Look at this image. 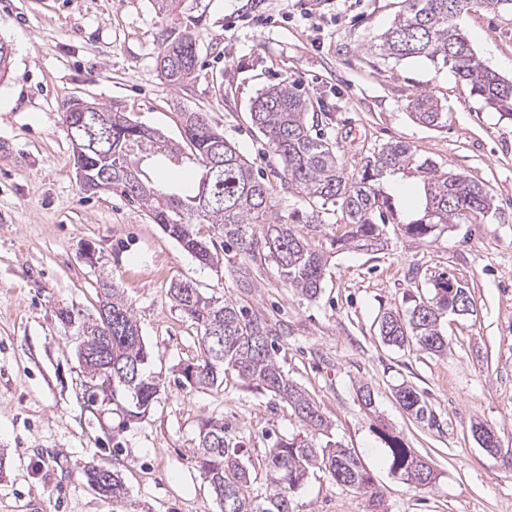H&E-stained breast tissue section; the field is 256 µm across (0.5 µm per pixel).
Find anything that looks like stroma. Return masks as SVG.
<instances>
[{
    "mask_svg": "<svg viewBox=\"0 0 512 512\" xmlns=\"http://www.w3.org/2000/svg\"><path fill=\"white\" fill-rule=\"evenodd\" d=\"M401 0H180L172 14L153 0H0V38L13 56L0 77V512H219L193 450L201 423L224 420L246 458L259 462L275 437L301 427L287 403L229 371L200 392L181 388L199 352L197 330L170 300L172 282L228 299L283 329L280 366L320 406L331 426L319 442L356 453L382 492L369 498L314 471L294 495L296 512H512V116L485 105L449 68L375 52ZM480 59L512 79V10L463 14ZM193 33L194 76L168 86L158 66L166 42ZM299 80L323 133L347 172L369 149L404 141L419 154L483 185L491 213L464 219L418 242L386 229L379 252L343 250L308 299L274 264L254 269L249 287L227 252L221 267L200 264L120 192L84 191L63 121L80 98L116 107L181 141L176 118L205 113L264 175L280 163L252 125L251 106L269 85ZM438 100L439 126L414 121L409 102ZM137 166L169 177L167 194H190L199 164L146 151ZM93 258H85L86 250ZM448 274L471 292L475 311L449 316L448 350L433 355L383 342L382 313L407 314ZM114 279L132 305L162 383L157 402L129 417L132 398L88 401L70 312L97 315L102 280ZM417 389L435 423L410 416L400 385ZM369 386L366 409L359 386ZM497 434L500 453L472 427ZM400 437L431 466L416 488L390 470L384 434ZM95 463L117 470L126 488L114 501L84 475Z\"/></svg>",
    "mask_w": 512,
    "mask_h": 512,
    "instance_id": "obj_1",
    "label": "stroma"
}]
</instances>
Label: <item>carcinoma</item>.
Here are the masks:
<instances>
[{
    "instance_id": "cac0c4a2",
    "label": "carcinoma",
    "mask_w": 512,
    "mask_h": 512,
    "mask_svg": "<svg viewBox=\"0 0 512 512\" xmlns=\"http://www.w3.org/2000/svg\"><path fill=\"white\" fill-rule=\"evenodd\" d=\"M404 8L374 45L380 55L401 61L424 58L447 67L454 76L471 85L490 107L512 115V82L486 66L462 31L459 18L474 6L496 12L512 6V0H403ZM164 80L177 87L195 72L196 39L186 34L166 45L159 55ZM312 100L301 84L284 81L262 90L251 107L252 124L267 139L282 165V188L305 194L311 209L283 217L272 190L254 174L252 165L222 134L213 129L202 112H180L185 145H172L159 132L132 123L114 108L99 106L112 114V162L107 155L90 152L93 174L112 165L107 188L118 190L136 202L184 250L199 262L217 266L220 251L199 239L195 222L212 225L224 239V250L234 247L251 261L275 264L282 280L307 298L319 294L328 253L356 249L378 252L384 248L385 226L396 225L405 235L421 241L439 226L456 224L467 217L484 216L492 198L468 176L444 170L437 162L419 155L404 142L375 148L361 159L360 168L348 174L339 163L333 144L312 132ZM412 117L437 126L444 113L438 101L418 95L410 101ZM163 150L174 157L188 154L203 166L193 193L164 195L153 187L131 161L143 150ZM224 167V185H206L210 166ZM401 176L418 186L419 200L405 209L387 190L389 178ZM224 194V204L206 206L203 194ZM339 215L345 226L341 236L328 237L326 215ZM329 246H323L322 239ZM104 302L112 310V326L81 321L78 331L91 345L105 353L84 367L88 380L128 388L138 413L157 400L160 384L146 372L149 351L131 303L112 280L100 284ZM468 289L441 274L433 296L419 301L408 316L384 313L378 329L382 340L398 348L417 345L430 353L447 347L442 319L453 313L455 294ZM169 294L183 317L196 326L200 355L184 370L182 386L195 391L218 385L231 369L288 403L300 424L309 432L327 431L328 421L317 404L295 384L273 357L280 330L261 315H248L231 301L203 294L194 285L173 283ZM397 397L415 419L429 424L435 417L427 401L411 386H402ZM390 469L415 486H427L433 471L396 436L385 435ZM195 463L205 476L220 512H294L293 494L311 471H326L336 483L369 497L380 507L381 490L360 457L331 443L321 445L313 437H278L269 448L261 471L262 491H254L250 464L236 435L224 423L203 421Z\"/></svg>"
}]
</instances>
